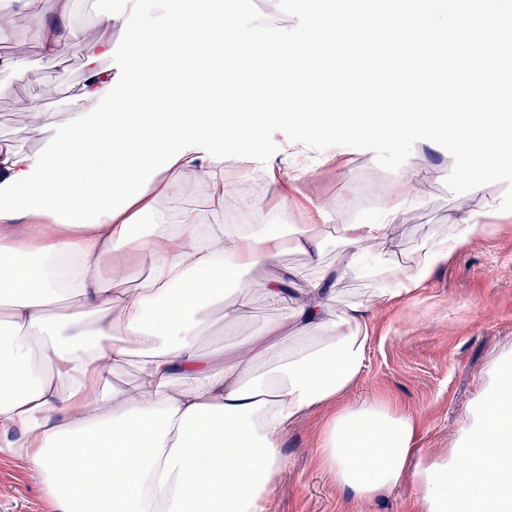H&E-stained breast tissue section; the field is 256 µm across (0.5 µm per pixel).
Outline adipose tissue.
Listing matches in <instances>:
<instances>
[{
    "label": "adipose tissue",
    "mask_w": 512,
    "mask_h": 512,
    "mask_svg": "<svg viewBox=\"0 0 512 512\" xmlns=\"http://www.w3.org/2000/svg\"><path fill=\"white\" fill-rule=\"evenodd\" d=\"M161 9L158 25L128 41L121 83L99 66L109 41L74 24L72 0H45L32 16L30 39L50 56L80 52L86 77L67 121L25 104L31 126L49 135L42 154L0 149V453L38 473L57 512H268L289 427L329 406L318 460L358 500L410 480L415 512H512V361L497 362L447 456L420 446L418 419L398 400L341 401L364 368L376 310L455 259L478 229L473 211L460 208L453 235L394 271V287L337 313L338 282L393 244L403 199L378 222L339 225L348 254L334 266L320 225L269 223L256 200L243 203L240 223L211 224L185 199L192 188L223 205L235 190L228 163L280 197L294 192L297 176L245 132L280 88L318 71L339 80L331 46L354 32L348 51L364 55L371 20L314 13L292 45L265 26L240 38L243 0L194 12L163 0ZM170 42L176 63L158 65ZM217 57L239 63L226 82L261 79L220 112L195 97ZM172 89L196 99V111L171 112ZM137 155L147 162L136 169ZM288 252L302 269L282 265ZM134 257L145 268L135 279ZM257 299L278 323L219 356L200 353L208 309L223 304L236 325ZM127 365L137 382L117 386Z\"/></svg>",
    "instance_id": "adipose-tissue-1"
}]
</instances>
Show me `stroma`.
<instances>
[{
  "mask_svg": "<svg viewBox=\"0 0 512 512\" xmlns=\"http://www.w3.org/2000/svg\"><path fill=\"white\" fill-rule=\"evenodd\" d=\"M42 6L43 0H33L30 8L13 9L12 26L0 30V59L21 58L29 67L25 73L0 67V147L29 154L43 151L47 136L28 126L22 102L33 98L46 111L65 112L85 76L80 56H46L29 38L31 13ZM32 73L37 76L33 82L28 79ZM330 152L335 163L314 161L311 175L287 203L240 171L225 170V179L236 183L238 193L226 198L223 208L208 209V223H237L242 197L261 200L266 212L287 216L292 224L301 223L304 208L321 203L328 204L334 223L368 222L388 199L409 192L408 173L426 164L438 166L422 195L412 199L404 233L390 248L389 262L402 264L423 243L453 231L460 204L482 213L485 202L502 203L507 190L506 184L492 183L475 195L451 193L445 186L453 168L451 155L420 142L394 171L380 167L370 150L334 145ZM506 220L510 229L505 232L497 227L498 216L485 215V230L452 263L438 269L397 309L377 316L365 367L346 395L350 403L398 395L421 422L423 446L438 455L449 453L469 426L470 411L488 389L496 362L512 356V214ZM278 317L259 300L242 326L235 327L223 320L221 308H214L200 349L220 351L236 333L260 330ZM325 421V415H311L290 427L286 472L271 496L269 512H411L413 483L369 501L356 500L336 485L316 455ZM0 512H54L36 474L22 461L2 455Z\"/></svg>",
  "mask_w": 512,
  "mask_h": 512,
  "instance_id": "1",
  "label": "stroma"
}]
</instances>
